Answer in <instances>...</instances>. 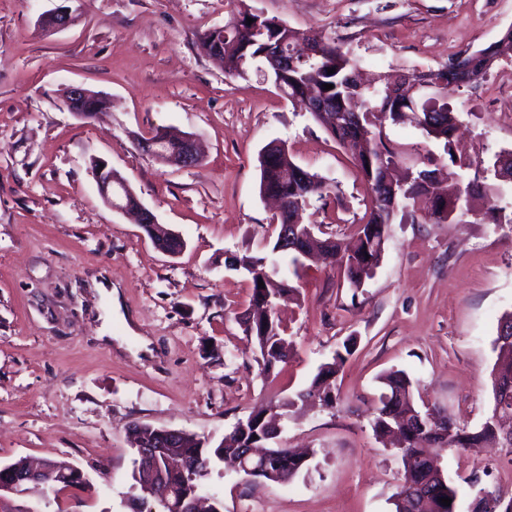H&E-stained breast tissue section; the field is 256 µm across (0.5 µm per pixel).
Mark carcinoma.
I'll return each instance as SVG.
<instances>
[{"mask_svg": "<svg viewBox=\"0 0 512 512\" xmlns=\"http://www.w3.org/2000/svg\"><path fill=\"white\" fill-rule=\"evenodd\" d=\"M243 14L245 11L242 9L230 11L223 26L211 28L202 35L199 48L203 50L219 46L224 60V74L229 77H243L251 62H262L272 82L278 84L282 96L309 112L314 120L326 128L336 144L353 158L371 192V204L362 218V224L357 227V244L352 251L338 256L336 240L319 236L318 228L314 229L308 244V251L316 250L330 263L343 267L349 287L360 288L379 267L382 255L376 249V239L388 235L390 225L401 223L408 217L413 219L418 213L425 221L439 224L469 210V192L479 188L478 179L463 186L461 175L454 171L456 167L469 169L471 164L456 159L452 153L451 142L458 115L449 98L465 87V83L456 78V73L469 64L470 57L460 56L437 69L430 68L411 75V85L427 75L439 79L440 84L431 93L416 90L408 98L391 100L386 92V78L381 77L370 86L363 85L358 60L321 33H316L320 39V51L309 54L307 49L311 37L308 34L292 29L283 30L276 23V18L256 14L253 15L257 23L255 27L234 24L235 18ZM269 42L283 46V51L288 53V68L281 73L275 72L265 58L257 57ZM485 50L495 63L503 58L512 59V29ZM329 68L336 69V72L328 73ZM326 84H332L334 88L326 90ZM315 101L324 104L323 111H311L310 104ZM407 112L418 114V125L427 136L443 142L451 168L431 169L432 158L423 156L420 158L423 167L416 170L411 180L402 184L394 178L393 172L408 152L387 139L385 127L388 123H399ZM295 167L297 164L287 152L271 165L259 162L260 193L265 195L276 188L285 195L291 194L286 174ZM309 176L310 187L306 192L308 202L324 200L336 194L324 177L312 172ZM141 228L150 240H163L169 252L178 254L183 250L182 241L156 235L158 226L143 224ZM237 267L247 274L250 281L249 303L241 323L244 331L257 343L262 370L270 375L288 360L285 330L276 318L274 307L281 301L294 299L297 288L278 277L277 268L267 266L264 257L239 258ZM260 280L265 284L263 289L258 287ZM351 347V341L344 342L343 350L336 351L333 361L320 367L309 387L298 395L301 401L317 400L323 405L331 403L329 379L335 377ZM494 350L498 362L493 367L491 379L512 380V312L504 314L501 319ZM381 383L385 392L379 396V405L375 408L373 430L379 437L394 434L398 438V452L403 463L402 484L396 493L398 497L404 493L407 485L419 484L426 479V457L433 451L458 452L463 448L478 447L486 441L512 448V401L501 416L489 414L480 429L472 432L448 419L438 425L429 411L417 409L413 401L412 381L404 371L385 374ZM291 405L292 401L283 399L251 411L245 426H234L232 432L224 436V442L215 447L207 446V467L170 472L172 486L179 488L189 483L197 488V493H202V480L215 464L239 454L243 448H266L278 455L279 472L274 482L284 483L296 476L307 464L301 462L289 448L269 446L271 439L265 428L269 419L288 416ZM126 433L132 445L157 438L155 430L137 423L128 425ZM49 486L57 495L68 489H81L84 482L70 477L59 468L50 474ZM444 497L459 501V490L454 483H448L444 491L438 489L436 483L428 486L417 499L416 512H452V507L440 503Z\"/></svg>", "mask_w": 512, "mask_h": 512, "instance_id": "cac0c4a2", "label": "carcinoma"}]
</instances>
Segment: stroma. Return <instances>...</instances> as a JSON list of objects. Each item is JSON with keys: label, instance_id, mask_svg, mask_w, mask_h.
Wrapping results in <instances>:
<instances>
[{"label": "stroma", "instance_id": "obj_1", "mask_svg": "<svg viewBox=\"0 0 512 512\" xmlns=\"http://www.w3.org/2000/svg\"><path fill=\"white\" fill-rule=\"evenodd\" d=\"M243 3L350 48L369 76L439 67L512 26V0ZM58 5L0 0V462L65 459L83 470L84 488L45 512H127L130 422L220 442L254 408L306 389L351 337L336 405L298 410L275 441L309 449L307 469L274 484L219 465L204 484L223 512H393L401 464L371 426L379 377L405 371L440 414L480 427L498 323L512 312V224H393L380 266L356 290L336 267L298 272L278 256L298 295L279 308L288 364L264 375L239 323L249 285L230 266L269 255L275 238L258 154L284 142L297 165L335 185L337 198L314 202L304 221L345 243L369 201L357 168L263 73L227 77L200 51V35L226 21L228 0H79L74 25L43 31L38 18ZM72 84L103 93L111 110L73 116L62 102ZM452 104L463 111L459 148L485 171L476 206L512 214V190L492 169L512 151V61ZM160 127L197 134L202 163L172 168L139 151L136 136ZM94 157L179 233L181 255L156 249L103 202ZM441 466L460 485L461 506L475 494L463 483L474 472L512 499L506 449L450 451Z\"/></svg>", "mask_w": 512, "mask_h": 512}]
</instances>
